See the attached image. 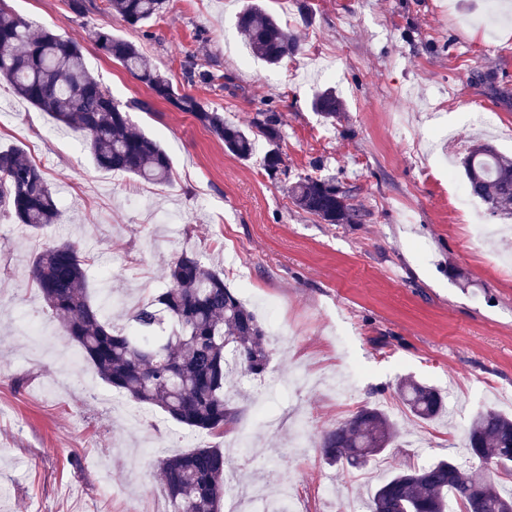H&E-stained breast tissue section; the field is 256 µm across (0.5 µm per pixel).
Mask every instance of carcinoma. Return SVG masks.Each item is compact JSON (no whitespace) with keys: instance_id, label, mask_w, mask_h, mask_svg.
<instances>
[{"instance_id":"1","label":"carcinoma","mask_w":512,"mask_h":512,"mask_svg":"<svg viewBox=\"0 0 512 512\" xmlns=\"http://www.w3.org/2000/svg\"><path fill=\"white\" fill-rule=\"evenodd\" d=\"M124 22L140 26L159 15L168 0H109ZM239 27L252 53L277 65L297 44L262 4H250ZM94 40L105 55L144 84L153 98L190 113L240 160L252 157L255 140L270 149L263 166L272 179L288 176L279 151L281 121L268 108L243 129L224 120L195 97L180 94L168 77L148 65L139 46L99 29ZM0 79L17 97L47 113L58 124L82 132L94 162L108 171L152 184L169 182L170 162L154 139L130 128L127 112L88 71L82 45L54 30L38 27L0 4ZM313 109L334 122L343 110L336 91L325 89ZM469 194L494 214L512 216V160L487 143L473 145L462 159ZM288 197L299 210L327 224H358L363 212L352 187L332 177L307 174L289 183ZM0 204L18 223L33 230L56 223L58 199L37 164L23 150H0ZM38 288L65 335L76 342L101 378L131 401L160 408L190 430L221 437L234 427L237 411L225 385L240 372L267 373L270 351L262 320L210 268L202 254L183 251L165 268L168 286L130 310L120 331L104 320L89 291L86 259L72 243L45 247L30 266ZM397 393L406 410L420 421L436 419L444 409L441 392L411 378ZM396 423L377 405L366 404L350 418L325 431L319 447L332 465L365 467L391 447ZM466 451L480 463H512V416L493 410L478 413L470 426ZM230 464L224 451L203 446L159 461L170 512H221ZM512 512V492L491 479H477L450 454L422 468L395 473L378 485L368 512Z\"/></svg>"}]
</instances>
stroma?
I'll list each match as a JSON object with an SVG mask.
<instances>
[{
    "label": "stroma",
    "mask_w": 512,
    "mask_h": 512,
    "mask_svg": "<svg viewBox=\"0 0 512 512\" xmlns=\"http://www.w3.org/2000/svg\"><path fill=\"white\" fill-rule=\"evenodd\" d=\"M248 2L170 0L133 28L108 0L81 17L68 0H5L82 44L88 69L128 106L131 124L166 151L171 177L157 187L153 213L130 206L135 178L98 168L79 133L0 83V146L36 162L60 208L57 224L40 231L0 211V512H162L158 460L212 443L237 461L275 466L297 486L299 512H338L367 501L385 477L463 447L477 411L512 414V278L498 267L512 259V217L479 206L494 232L472 239L448 182L473 144L512 157V136L499 132L512 127V0H306L304 18L296 0H265L298 50L279 66L250 68L237 28ZM93 28L138 43L179 93L230 123L246 127L275 108L289 177L316 172L354 186L362 222L326 224L295 208L263 169L264 139L244 161L169 103L133 108L149 93L88 38ZM191 61L218 83L187 82ZM328 86L343 101L333 124L311 107ZM476 112L492 113L496 126L474 125ZM169 213L175 223H154ZM67 240L87 258L93 298L111 293L104 314L118 329L125 310L165 288L168 261L205 251L249 307L276 304L278 386L232 376L237 427L218 439L151 406L140 407L142 423L127 421L88 361L60 366L58 355L77 349L62 330L43 342L16 333L52 322L28 269L46 244ZM348 364L363 374L339 397L329 374ZM407 377L455 387L457 407L416 420L395 393ZM368 403L394 419L392 448L363 469L329 466L321 435Z\"/></svg>",
    "instance_id": "1"
}]
</instances>
